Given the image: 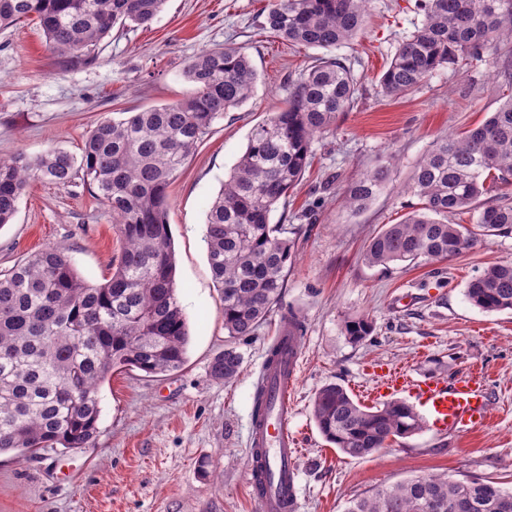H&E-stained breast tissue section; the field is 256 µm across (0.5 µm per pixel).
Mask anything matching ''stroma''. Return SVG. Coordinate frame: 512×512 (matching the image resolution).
<instances>
[{
	"label": "stroma",
	"mask_w": 512,
	"mask_h": 512,
	"mask_svg": "<svg viewBox=\"0 0 512 512\" xmlns=\"http://www.w3.org/2000/svg\"><path fill=\"white\" fill-rule=\"evenodd\" d=\"M267 3L167 0L152 22L113 29L94 60L76 67L49 49L36 25L0 29V158L53 147L76 154L99 119L183 100L192 91L184 69L206 49L241 48L258 75L253 96L213 123L167 190L177 294L190 335L183 370L109 376L98 394L99 433L86 447L1 454L0 512H257L247 480L249 424L281 314L237 342L242 365L234 379L211 377L227 333L204 232L209 206L251 129L283 108L289 74L323 55L262 33L257 21ZM422 18L418 0H372L364 32L338 50L358 80L357 97L335 132L314 141L301 184L271 215L272 223L297 232L283 303L305 325L290 422L300 448V512H345L351 498L376 486L431 474L512 488V311H481L464 294L484 267L512 259V234L430 264L384 268L362 259L373 235L414 210L418 199L405 186L432 143L477 125L512 96L493 60L448 66L408 96H385L380 77ZM380 167L391 171L381 194L360 213L347 210L348 183ZM47 246L64 248L80 273L100 283L122 240L82 181L35 179L12 224L0 228V270ZM354 315L374 326L359 343L343 330ZM387 367L449 379L482 370L488 422L463 436L427 424L374 455L340 453L312 419L314 394L338 383L362 405H379Z\"/></svg>",
	"instance_id": "35a3bbf8"
}]
</instances>
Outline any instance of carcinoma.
<instances>
[{
    "label": "carcinoma",
    "instance_id": "obj_1",
    "mask_svg": "<svg viewBox=\"0 0 512 512\" xmlns=\"http://www.w3.org/2000/svg\"><path fill=\"white\" fill-rule=\"evenodd\" d=\"M166 0H0V28L30 21L49 48L70 62H89L116 25H145ZM369 0H269L259 30L288 43L328 51L364 30ZM423 19L399 44L380 78L383 93L405 96L435 71L459 63L477 67L489 56L512 57V0H421ZM194 86L186 99L121 119L96 122L80 158L61 149L0 159V229L12 223L34 177L56 185L83 181L119 225L122 248L112 273L94 284L65 251L47 247L0 271V453L19 457L60 445L84 448L98 432V389L116 371L168 375L186 363L189 333L175 286V257L167 220V188L214 121L255 91L257 73L238 48L194 56L185 67ZM358 80L348 59L329 55L288 79V106L248 135L245 151L206 215L207 260L224 298L228 337L256 335L281 305L295 240L270 217L287 202L312 158V144L336 130L350 109ZM390 170L362 173L344 191L360 211L383 190ZM512 97L477 126L436 141L415 164L410 190L419 206L370 240L365 264L450 259L480 238L512 230ZM490 196L483 201L481 197ZM469 209V226L448 218ZM471 305L512 310V261L495 263L466 286ZM354 343L373 331L349 318ZM231 346L216 355L210 374L228 382L239 373ZM313 420L342 454L364 458L397 437L423 428L401 401L367 407L340 384L312 400ZM463 489L445 475L418 476L350 501L346 512H448Z\"/></svg>",
    "mask_w": 512,
    "mask_h": 512
}]
</instances>
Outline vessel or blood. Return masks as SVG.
<instances>
[{
    "label": "vessel or blood",
    "instance_id": "b4317fda",
    "mask_svg": "<svg viewBox=\"0 0 512 512\" xmlns=\"http://www.w3.org/2000/svg\"><path fill=\"white\" fill-rule=\"evenodd\" d=\"M282 348L277 367L266 373L269 391L265 415L252 417L249 426V448H260L269 461L268 472H259L248 463L250 487H263L264 512H300L295 434L289 427L292 392L298 381L300 339L285 334L276 336ZM381 390L392 395L408 392L427 416L432 426L442 432L465 435L482 426L491 411L485 378L467 372L455 379L436 376L415 378L402 372H389Z\"/></svg>",
    "mask_w": 512,
    "mask_h": 512
}]
</instances>
